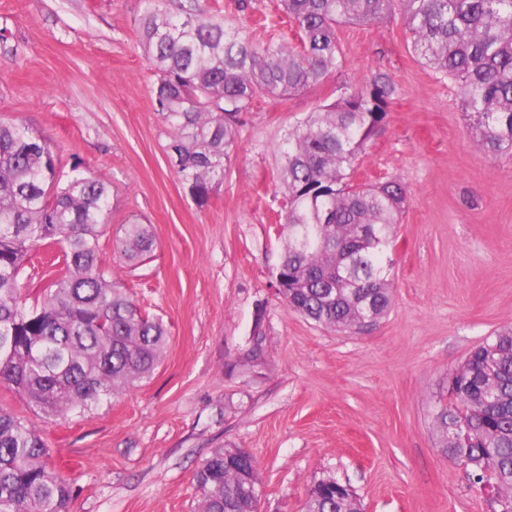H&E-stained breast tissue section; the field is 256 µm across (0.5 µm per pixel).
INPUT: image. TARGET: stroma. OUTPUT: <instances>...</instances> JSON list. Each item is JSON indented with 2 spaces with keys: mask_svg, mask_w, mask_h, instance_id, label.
Returning a JSON list of instances; mask_svg holds the SVG:
<instances>
[{
  "mask_svg": "<svg viewBox=\"0 0 512 512\" xmlns=\"http://www.w3.org/2000/svg\"><path fill=\"white\" fill-rule=\"evenodd\" d=\"M205 16L265 14L260 37L296 40L276 0H198ZM142 0H0V118L49 138L111 186L106 267L169 329L152 379L44 422L13 389L0 407L42 428L71 484L70 512H198L196 473L217 448L258 463L259 512H303L336 477L363 512H489L467 470L441 454L433 397L494 330L512 326V157L471 148L454 84L420 64L400 19L344 25L343 68L304 92L257 99L206 203L167 153L158 75L139 44ZM390 75L387 124L360 182L405 188L389 313L352 334L291 311L275 289L278 146L344 85ZM152 225L151 257L126 267L121 225Z\"/></svg>",
  "mask_w": 512,
  "mask_h": 512,
  "instance_id": "obj_1",
  "label": "stroma"
}]
</instances>
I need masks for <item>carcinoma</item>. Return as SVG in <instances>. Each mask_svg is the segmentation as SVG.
I'll return each instance as SVG.
<instances>
[{
  "instance_id": "carcinoma-1",
  "label": "carcinoma",
  "mask_w": 512,
  "mask_h": 512,
  "mask_svg": "<svg viewBox=\"0 0 512 512\" xmlns=\"http://www.w3.org/2000/svg\"><path fill=\"white\" fill-rule=\"evenodd\" d=\"M141 38L159 72L155 111L166 150L191 195L207 202L224 175L239 115L262 96H290L343 67L336 29L402 19L414 56L457 83L470 139L481 156H512V0H278L295 44L255 38L248 16L219 20L144 0ZM396 87L385 72L349 85L300 121L280 148L285 198L279 263L282 299L307 319L344 332L368 328L392 300V235L405 200L395 180L353 181L356 161L384 130ZM61 182L55 144L0 119V386L13 387L46 422L84 411L149 380L168 331L143 312L101 259L110 185L73 166ZM60 243L65 267L43 301L25 307L31 253ZM150 224L121 226L114 248L135 267L153 251ZM441 452L491 489V512H512V326L466 357L435 396ZM40 430L0 407V512H70L69 481L49 468ZM200 512H253L257 465L240 448H217L196 473ZM304 512H362L333 477L311 487Z\"/></svg>"
}]
</instances>
